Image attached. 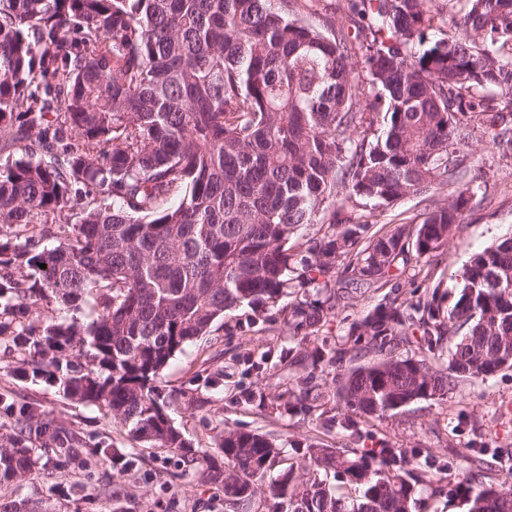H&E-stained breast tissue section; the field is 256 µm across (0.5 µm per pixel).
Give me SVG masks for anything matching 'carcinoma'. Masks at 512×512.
I'll list each match as a JSON object with an SVG mask.
<instances>
[{
	"label": "carcinoma",
	"instance_id": "carcinoma-1",
	"mask_svg": "<svg viewBox=\"0 0 512 512\" xmlns=\"http://www.w3.org/2000/svg\"><path fill=\"white\" fill-rule=\"evenodd\" d=\"M290 2L0 0V152L13 156L0 162V336L29 350L22 376L107 408L153 448H186L157 382L224 312L291 290L288 328L315 331L448 242L474 195L476 134L512 156V0H456L460 23L438 38V0H348L351 30L309 25ZM442 186L451 200L416 227L370 232L379 209ZM319 214L297 266L286 244ZM424 295L388 299L352 324L350 346L312 352L344 369V429L512 367V237L475 253L459 289ZM50 298L98 313L14 324ZM415 341L434 356L452 344L448 367L403 355ZM5 410L0 482L19 486L37 464L29 443L69 441L23 405ZM219 451L208 476L232 512L258 497L271 512H423L428 499L512 512L498 451L481 445L466 473L438 479L422 448L299 441L286 457L268 435L227 429ZM99 459L134 466L118 448Z\"/></svg>",
	"mask_w": 512,
	"mask_h": 512
}]
</instances>
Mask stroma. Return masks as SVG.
I'll list each match as a JSON object with an SVG mask.
<instances>
[{
    "label": "stroma",
    "instance_id": "1",
    "mask_svg": "<svg viewBox=\"0 0 512 512\" xmlns=\"http://www.w3.org/2000/svg\"><path fill=\"white\" fill-rule=\"evenodd\" d=\"M483 159L479 187L448 243L429 261L407 267L399 278V299L419 300L429 282L454 286L473 254L512 236V159L504 160L484 141L473 143ZM388 289L357 292L324 317L317 332L293 334L277 310L254 321L250 307L227 312L209 336L177 353L163 371L159 389L165 410L203 462L184 463L181 454L151 448L134 439L104 407L71 400L58 386L22 377L29 354L0 339V395L28 406L39 419L66 430L75 444L69 453L39 445L38 463L21 488L0 485V501H28L36 512H228L221 485L206 468L223 466L217 444L229 428L258 431L281 446L309 438L339 448H424L452 459V473L464 472L463 457L449 448L478 441L500 449L497 470L512 469V369L487 381L464 380L447 396L419 400L383 419H361L357 435L331 423L343 413L336 398V371L322 362L289 367L282 350L313 351L322 343L344 342L351 325L385 303ZM309 380L304 406L278 411L276 397ZM255 394L241 399V390ZM103 448L125 449L135 460L121 472L98 461Z\"/></svg>",
    "mask_w": 512,
    "mask_h": 512
}]
</instances>
